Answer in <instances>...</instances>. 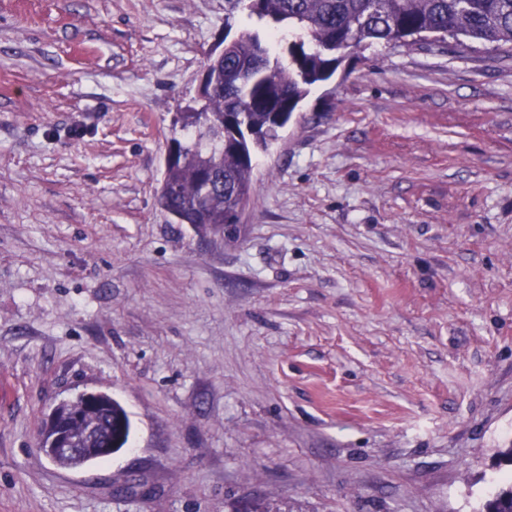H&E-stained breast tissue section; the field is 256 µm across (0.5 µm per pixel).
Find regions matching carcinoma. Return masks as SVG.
<instances>
[{
  "mask_svg": "<svg viewBox=\"0 0 512 512\" xmlns=\"http://www.w3.org/2000/svg\"><path fill=\"white\" fill-rule=\"evenodd\" d=\"M225 10L224 58H206L204 95L178 117L184 139L170 146L164 181L175 194L165 207L177 224L233 223L252 190L255 152L352 51L447 37L512 46V0H226ZM237 13L246 17L242 28ZM96 419L107 434L57 464L102 460L109 439L119 450L127 445L131 424L119 402L108 400ZM479 512H512V478L494 481Z\"/></svg>",
  "mask_w": 512,
  "mask_h": 512,
  "instance_id": "obj_1",
  "label": "carcinoma"
}]
</instances>
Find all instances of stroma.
<instances>
[{
	"instance_id": "35a3bbf8",
	"label": "stroma",
	"mask_w": 512,
	"mask_h": 512,
	"mask_svg": "<svg viewBox=\"0 0 512 512\" xmlns=\"http://www.w3.org/2000/svg\"><path fill=\"white\" fill-rule=\"evenodd\" d=\"M225 0H0V512H478L512 441V49L375 45L158 203ZM85 392L127 447L64 469ZM103 396H105L104 393L87 392L81 394L78 397V401L82 403L84 412L89 413L99 408L100 400ZM84 412L72 413L70 415L72 420L81 423L82 431L80 433H75L71 431L68 426L61 424L54 429V433L48 438L45 448H43L45 454L50 459H54L57 456H75L56 459L55 462L60 466L79 467L90 461L107 458L102 456L99 448H101L103 453L111 455L112 444L109 445L108 448H104L107 445V440L111 433L113 448H117L115 452L124 448L129 441L131 429L129 416L119 402L114 399H109L106 406L96 411V419L104 426L106 431H112L100 436L91 445L85 446L89 448H80L84 439H92L99 436L97 424L95 422H89L84 417Z\"/></svg>"
}]
</instances>
